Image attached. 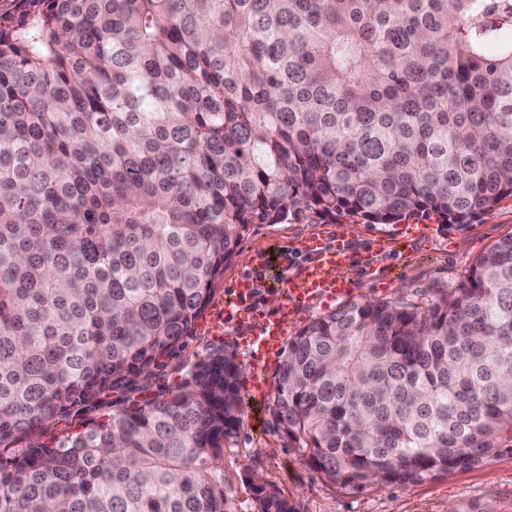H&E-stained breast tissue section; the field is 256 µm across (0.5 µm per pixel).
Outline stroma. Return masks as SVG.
Returning <instances> with one entry per match:
<instances>
[{"mask_svg":"<svg viewBox=\"0 0 512 512\" xmlns=\"http://www.w3.org/2000/svg\"><path fill=\"white\" fill-rule=\"evenodd\" d=\"M347 222L354 228L352 248L364 258L363 263L341 272L352 286L351 300H416L437 288L460 287L484 253L512 236V197L501 199L490 214L456 225L433 218L367 224L357 217L335 219L310 208L290 210L279 224L252 225L237 252L225 262L223 276L213 284L212 300L184 347L149 378L147 395L174 387L196 362L220 349L232 351L240 369L239 385L247 387L251 358L245 338L250 329L225 317L224 300L248 272L249 255L293 247L312 237L332 240ZM378 240L390 241L391 250L376 251ZM255 477L274 484L299 512H452L467 503H489L494 512H512L510 455L417 485L344 491L330 487L309 470L267 416L256 423L243 418L236 437L224 444V480L238 512L262 510L251 486Z\"/></svg>","mask_w":512,"mask_h":512,"instance_id":"obj_1","label":"stroma"}]
</instances>
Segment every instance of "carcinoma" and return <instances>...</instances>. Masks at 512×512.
Here are the masks:
<instances>
[{
	"label": "carcinoma",
	"instance_id": "carcinoma-1",
	"mask_svg": "<svg viewBox=\"0 0 512 512\" xmlns=\"http://www.w3.org/2000/svg\"><path fill=\"white\" fill-rule=\"evenodd\" d=\"M0 10V512H235L224 350L132 394L252 224H461L512 196V0H17ZM270 414L341 490L512 455V236L468 284L288 343ZM24 437L28 444L16 448ZM262 512H296L250 478Z\"/></svg>",
	"mask_w": 512,
	"mask_h": 512
}]
</instances>
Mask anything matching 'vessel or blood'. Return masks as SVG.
Instances as JSON below:
<instances>
[{
	"label": "vessel or blood",
	"instance_id": "1",
	"mask_svg": "<svg viewBox=\"0 0 512 512\" xmlns=\"http://www.w3.org/2000/svg\"><path fill=\"white\" fill-rule=\"evenodd\" d=\"M349 231L337 232L333 243L319 239L305 242L302 253L308 254L309 262L296 273L287 276L282 287L271 289L268 310H260L255 303V292L259 286L257 275L263 272L268 256L253 254L249 264L253 276L240 279L231 291L229 314L237 320L250 324V345L256 362L280 356L285 344V325L299 307L320 296L336 297L346 294L343 281L336 273L355 260L349 248Z\"/></svg>",
	"mask_w": 512,
	"mask_h": 512
}]
</instances>
